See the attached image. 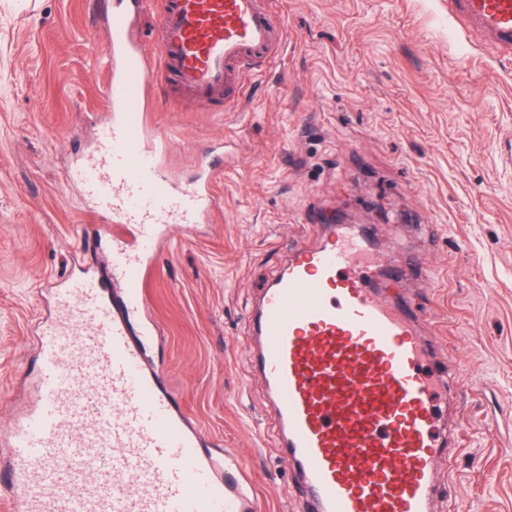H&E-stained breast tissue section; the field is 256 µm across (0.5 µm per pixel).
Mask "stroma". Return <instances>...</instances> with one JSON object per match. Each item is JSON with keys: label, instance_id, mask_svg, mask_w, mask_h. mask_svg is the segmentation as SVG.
Segmentation results:
<instances>
[{"label": "stroma", "instance_id": "stroma-1", "mask_svg": "<svg viewBox=\"0 0 512 512\" xmlns=\"http://www.w3.org/2000/svg\"><path fill=\"white\" fill-rule=\"evenodd\" d=\"M287 38L215 111L151 88L148 120L180 178L224 141L218 207L165 240L149 288L161 385L211 449L247 464L258 512H307L267 379L254 366L264 285L325 218L367 226L378 272L413 255L406 301L427 368L461 372L440 425L434 512H512V61L448 17V0H278ZM122 0H0V427L33 405L44 284L87 266L111 282L106 224L70 168L109 111L106 23Z\"/></svg>", "mask_w": 512, "mask_h": 512}]
</instances>
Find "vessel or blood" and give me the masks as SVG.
I'll return each instance as SVG.
<instances>
[{
    "instance_id": "obj_1",
    "label": "vessel or blood",
    "mask_w": 512,
    "mask_h": 512,
    "mask_svg": "<svg viewBox=\"0 0 512 512\" xmlns=\"http://www.w3.org/2000/svg\"><path fill=\"white\" fill-rule=\"evenodd\" d=\"M155 8L157 45L132 38L129 16L108 20L112 112L92 155L72 172L88 211L112 232L108 261L121 289L112 305L84 272L55 291L40 327L42 374L34 410L0 433L9 462L0 512H256L251 486L226 482L238 458L216 464L201 431L157 386L131 339L129 317L148 306L162 238L190 231L216 204L214 170L168 175L166 143L137 109L152 77H173L186 95L233 102L243 72L286 39L271 0H132ZM451 14L512 53V0H448ZM349 224L316 247L296 248L265 287L257 317L259 369L271 387L286 453L316 512H430L431 471L455 459L441 432L433 380L406 319L368 288ZM98 406L83 413L85 397ZM111 457L112 466L98 461Z\"/></svg>"
}]
</instances>
